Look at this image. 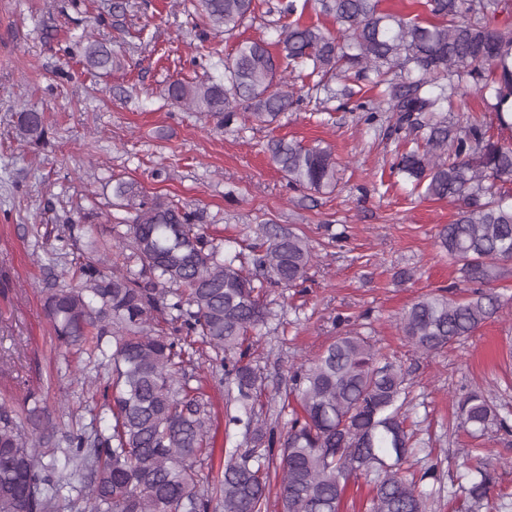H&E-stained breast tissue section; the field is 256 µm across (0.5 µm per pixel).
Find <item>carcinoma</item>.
I'll use <instances>...</instances> for the list:
<instances>
[{
	"mask_svg": "<svg viewBox=\"0 0 512 512\" xmlns=\"http://www.w3.org/2000/svg\"><path fill=\"white\" fill-rule=\"evenodd\" d=\"M381 0H317L331 31L297 17L296 0L281 13L291 19L278 54L263 40H247L222 56L213 47L198 55L218 59V80L170 82V100L224 118L243 116L271 125L301 98L274 89L304 77L320 86L327 76L385 85L371 109L396 114L415 146L400 154L398 173L426 197L460 203L454 222L440 231L441 247L463 281L476 285L464 297L434 294L413 303L400 325L416 353L430 355L472 335L502 309L492 284L500 263L512 261V202L501 192L512 182V146L487 135L471 118L457 125L454 111L465 88L493 91L499 126L512 113V28L499 16L508 0H425L427 19L386 13ZM212 29L231 32L254 11V0H196ZM86 66L101 75L122 66L107 44L90 41ZM17 131L27 143L45 139L44 116L19 113ZM266 150L292 187L314 192L336 184V159L320 147L276 139ZM114 205L126 216L103 217L107 238L90 237L78 282L44 298L43 310L59 345L88 347L99 365L112 366L101 393L112 430L72 433L56 427L29 395L19 409L0 405V512H62L61 485L85 475L77 496L90 512H266L277 481L280 512H339L351 478H370L369 512H427V500L405 467L413 434L405 427L406 371L368 337L347 332L314 360L292 370V409L285 436L259 420L255 403L265 391L261 367L247 359V336L267 323L261 300L271 287L303 283L313 260L307 239L292 231L269 234L251 247L248 264L225 255L179 202L149 196L133 181L112 186ZM131 250L125 255V250ZM194 337L183 343L159 327ZM215 353L210 365L224 370L228 423L244 430L248 447L225 449L227 462L207 488L194 468L208 458L211 412L201 387L190 386L185 363L194 345ZM458 425L483 434L491 425L509 431L493 398L471 391L456 402ZM461 487L465 512L490 508L495 470L476 465Z\"/></svg>",
	"mask_w": 512,
	"mask_h": 512,
	"instance_id": "carcinoma-1",
	"label": "carcinoma"
}]
</instances>
